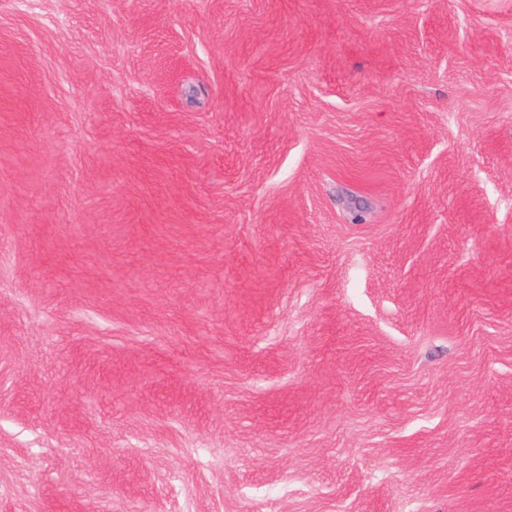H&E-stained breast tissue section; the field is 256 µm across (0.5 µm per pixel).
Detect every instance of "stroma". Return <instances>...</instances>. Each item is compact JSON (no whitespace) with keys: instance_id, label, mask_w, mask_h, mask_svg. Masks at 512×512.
<instances>
[{"instance_id":"35a3bbf8","label":"stroma","mask_w":512,"mask_h":512,"mask_svg":"<svg viewBox=\"0 0 512 512\" xmlns=\"http://www.w3.org/2000/svg\"><path fill=\"white\" fill-rule=\"evenodd\" d=\"M0 512H512V0H0Z\"/></svg>"}]
</instances>
